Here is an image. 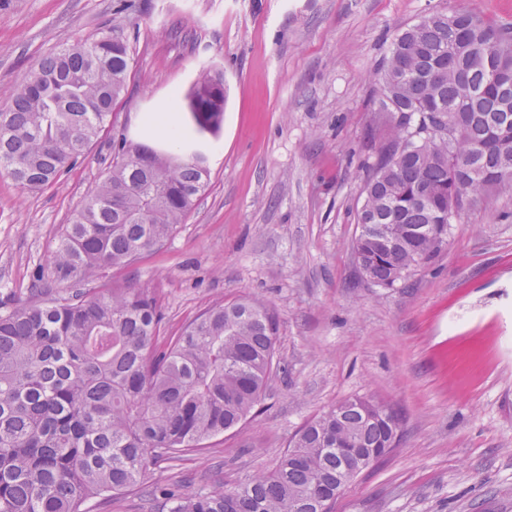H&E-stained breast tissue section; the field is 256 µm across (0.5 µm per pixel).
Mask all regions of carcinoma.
Returning <instances> with one entry per match:
<instances>
[{
    "instance_id": "cac0c4a2",
    "label": "carcinoma",
    "mask_w": 512,
    "mask_h": 512,
    "mask_svg": "<svg viewBox=\"0 0 512 512\" xmlns=\"http://www.w3.org/2000/svg\"><path fill=\"white\" fill-rule=\"evenodd\" d=\"M112 30L39 60L0 112V172L22 191L57 183L107 128L131 73ZM379 111L394 115L368 165L354 254L372 282L396 284L448 237L438 212L462 217L491 188L512 186V27L468 11L402 28L373 72ZM224 74L205 66L171 106L191 127L179 149L112 139V165L72 213L47 276L0 313V512H82L133 490L149 463H174L239 425L261 403L276 364L278 322L247 300L207 309L167 344L145 288L85 281L160 247L186 222L210 177L205 137L224 123ZM460 117L452 137L434 114ZM387 224L390 235L379 234ZM349 399L296 434L270 470L230 491L160 487L168 512H331L347 448L395 447L391 406Z\"/></svg>"
}]
</instances>
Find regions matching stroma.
<instances>
[{"label": "stroma", "mask_w": 512, "mask_h": 512, "mask_svg": "<svg viewBox=\"0 0 512 512\" xmlns=\"http://www.w3.org/2000/svg\"><path fill=\"white\" fill-rule=\"evenodd\" d=\"M457 9L512 26V0H0V111L63 45L118 29L132 55L108 133L57 184L23 192L0 173V306L28 297L107 171L114 135L166 139L146 131L149 112L182 127L170 94L205 63L228 88L205 193L160 249L91 285L151 291L163 342L230 300L262 303L278 320L282 369L252 415L84 512H147L140 495L160 484L233 489L354 397L397 409L400 437L333 512H512V187L468 207L395 287L370 282L353 252L361 188L390 121L370 74L399 28Z\"/></svg>", "instance_id": "obj_1"}]
</instances>
